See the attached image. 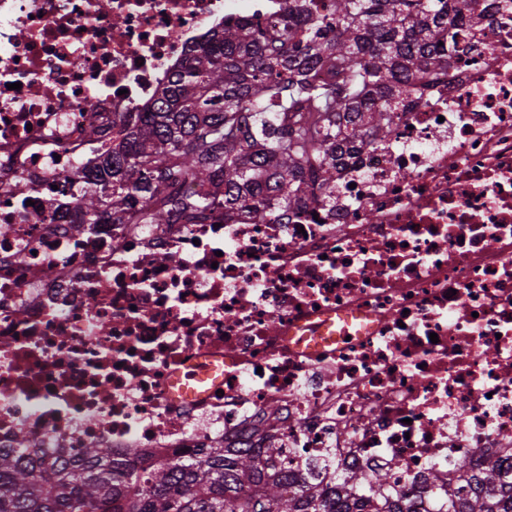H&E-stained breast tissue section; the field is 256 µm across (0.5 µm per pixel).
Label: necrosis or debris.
Masks as SVG:
<instances>
[{"mask_svg":"<svg viewBox=\"0 0 512 512\" xmlns=\"http://www.w3.org/2000/svg\"><path fill=\"white\" fill-rule=\"evenodd\" d=\"M258 0H0V448L138 462L223 440L420 475L512 465V0L271 224H95L60 190ZM210 375L194 396L178 379Z\"/></svg>","mask_w":512,"mask_h":512,"instance_id":"4bbe7bcc","label":"necrosis or debris"}]
</instances>
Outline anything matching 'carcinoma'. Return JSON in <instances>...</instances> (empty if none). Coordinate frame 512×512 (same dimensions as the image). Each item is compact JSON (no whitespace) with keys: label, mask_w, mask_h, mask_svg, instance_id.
Returning a JSON list of instances; mask_svg holds the SVG:
<instances>
[{"label":"carcinoma","mask_w":512,"mask_h":512,"mask_svg":"<svg viewBox=\"0 0 512 512\" xmlns=\"http://www.w3.org/2000/svg\"><path fill=\"white\" fill-rule=\"evenodd\" d=\"M469 0H265L226 18L144 112H119L112 150L71 199L84 224H202L244 211L272 224L331 202L336 166L391 133L398 100L448 69ZM512 512V468L489 459L456 486L411 490L348 469L330 448L293 462L273 444L218 443L146 468L91 443L77 459L22 436L0 449V512Z\"/></svg>","instance_id":"obj_1"}]
</instances>
